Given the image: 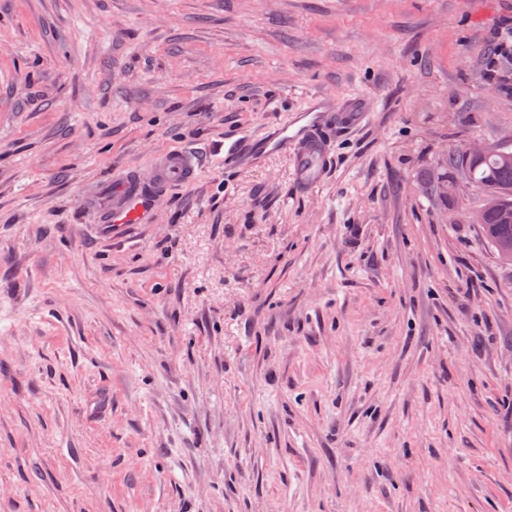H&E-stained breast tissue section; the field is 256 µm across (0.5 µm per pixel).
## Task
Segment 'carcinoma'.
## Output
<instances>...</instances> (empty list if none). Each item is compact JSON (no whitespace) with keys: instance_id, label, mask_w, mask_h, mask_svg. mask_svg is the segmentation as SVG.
Here are the masks:
<instances>
[{"instance_id":"1","label":"carcinoma","mask_w":512,"mask_h":512,"mask_svg":"<svg viewBox=\"0 0 512 512\" xmlns=\"http://www.w3.org/2000/svg\"><path fill=\"white\" fill-rule=\"evenodd\" d=\"M498 153L484 157L465 158L461 153L449 156V165L457 175L467 178L484 197L497 201V208L489 211L480 225L483 235L496 250L499 259L512 264V140L495 143ZM447 174L431 172L424 184L430 194L448 201L452 192H440Z\"/></svg>"}]
</instances>
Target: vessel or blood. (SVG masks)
<instances>
[{
    "label": "vessel or blood",
    "instance_id": "b4317fda",
    "mask_svg": "<svg viewBox=\"0 0 512 512\" xmlns=\"http://www.w3.org/2000/svg\"><path fill=\"white\" fill-rule=\"evenodd\" d=\"M367 118L364 100L356 98L339 104L334 96L324 94L316 106L306 110L302 123L282 125L272 139L248 137L233 142L224 146L223 152L243 168L251 166L259 155H284L290 159L300 187L307 191L321 184L329 171L335 127L353 129ZM200 164L196 149L182 147L157 157L148 170V178H125L117 189L111 213L98 227L100 235L112 242L126 238L133 227L153 223L162 189L195 181Z\"/></svg>",
    "mask_w": 512,
    "mask_h": 512
}]
</instances>
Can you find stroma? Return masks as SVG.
I'll use <instances>...</instances> for the list:
<instances>
[{"label": "stroma", "instance_id": "1", "mask_svg": "<svg viewBox=\"0 0 512 512\" xmlns=\"http://www.w3.org/2000/svg\"><path fill=\"white\" fill-rule=\"evenodd\" d=\"M512 0H0V512H512V265L422 178L512 138ZM362 96L326 180L214 146ZM190 145L131 243L121 176Z\"/></svg>", "mask_w": 512, "mask_h": 512}]
</instances>
